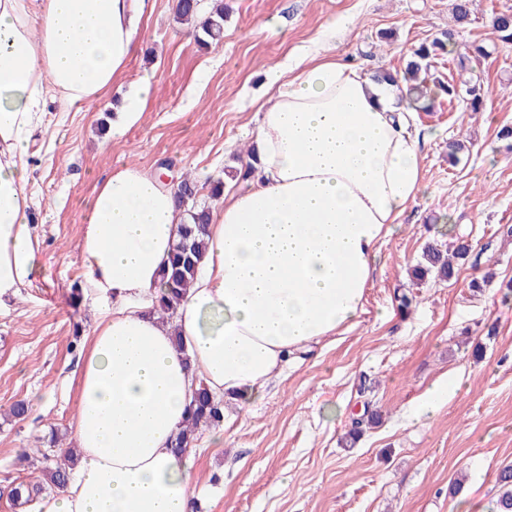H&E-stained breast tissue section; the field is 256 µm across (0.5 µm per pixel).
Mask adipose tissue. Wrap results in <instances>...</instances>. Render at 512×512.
<instances>
[{
    "instance_id": "adipose-tissue-1",
    "label": "adipose tissue",
    "mask_w": 512,
    "mask_h": 512,
    "mask_svg": "<svg viewBox=\"0 0 512 512\" xmlns=\"http://www.w3.org/2000/svg\"><path fill=\"white\" fill-rule=\"evenodd\" d=\"M151 0H0V299L37 265L26 156L56 90L100 99L140 44ZM374 84L332 56L278 82L257 117V177L213 213L172 323L153 307L180 223L174 187L135 164L95 191L80 256L112 306L90 332L72 445L45 512H193V456L172 440L198 384L261 394L289 355L353 325L377 247L422 193L420 139Z\"/></svg>"
}]
</instances>
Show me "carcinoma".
<instances>
[{
	"label": "carcinoma",
	"instance_id": "carcinoma-1",
	"mask_svg": "<svg viewBox=\"0 0 512 512\" xmlns=\"http://www.w3.org/2000/svg\"><path fill=\"white\" fill-rule=\"evenodd\" d=\"M177 15L180 20L190 22L197 17L199 0H179ZM493 29L498 40L512 43V12H500L493 16ZM195 30L202 34L199 41L207 45L219 41L224 35V5L220 4L207 16ZM442 54H453L463 68L474 70L482 60L490 55L487 46L482 43L459 45L453 42L451 31L426 40L411 50L410 59L402 75H395L389 70H379L372 80L376 82H395L402 80L406 85L404 94L409 107L416 111L426 112L432 106L427 88L417 81V75L430 70L431 63ZM466 108L472 112L482 109L484 87L480 79L472 78L464 83ZM181 194L177 195L178 206L182 211L183 223L180 224L179 241L173 249L169 264L162 275V289L157 296L159 318L172 322L177 305L185 295L190 283L194 280L197 267L206 250L205 236L210 220L208 206L198 202L190 194L207 188L210 196L222 194L224 184L217 180L205 186L197 180L185 177L180 182ZM467 247L459 244L454 251L448 253L432 245L425 248L422 262L418 263L412 276L419 281L433 275L439 279H451L455 274L454 263L464 259ZM186 426L174 438L172 448L183 452L194 445L196 432L201 426H218L224 419V407L207 390L206 385L199 384L198 391L188 405ZM40 476L34 480L21 481L10 487L8 496L14 505H27L35 501L46 488L61 489L69 481L70 471L74 465L73 449L57 451L46 448L40 451ZM499 493L494 501V512H512V466L500 469L496 476Z\"/></svg>",
	"mask_w": 512,
	"mask_h": 512
}]
</instances>
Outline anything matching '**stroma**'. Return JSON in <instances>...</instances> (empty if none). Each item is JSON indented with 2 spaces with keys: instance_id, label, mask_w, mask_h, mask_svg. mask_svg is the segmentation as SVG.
I'll return each instance as SVG.
<instances>
[{
  "instance_id": "obj_1",
  "label": "stroma",
  "mask_w": 512,
  "mask_h": 512,
  "mask_svg": "<svg viewBox=\"0 0 512 512\" xmlns=\"http://www.w3.org/2000/svg\"><path fill=\"white\" fill-rule=\"evenodd\" d=\"M452 2L224 0V37L203 46L173 0H153L141 51L97 102L64 112L47 94L28 157L38 269L19 297L0 301V490L28 478L14 460L35 438L55 432L71 445L81 357L107 307L79 250L99 182L124 163L152 172L165 160L175 174L246 191L226 172L253 145L275 75L323 51L368 75L403 69L415 45L453 27ZM506 10L512 0H473L461 32L491 52L478 69L488 91L481 111L440 95L433 111L407 115L424 190L380 244L356 324L290 356L249 405L226 401L222 443L199 430L197 512H490L496 474L512 464V150L497 138L512 127V44L488 25ZM384 32L392 41H381ZM144 83L152 92L140 120L113 129L111 114ZM455 140L468 150L453 165ZM462 241L468 254L452 279L413 283L426 245ZM443 378L459 388L432 417L412 419ZM30 398L24 417H10ZM368 416L377 424L345 447L354 418ZM475 469L484 473L478 487Z\"/></svg>"
}]
</instances>
